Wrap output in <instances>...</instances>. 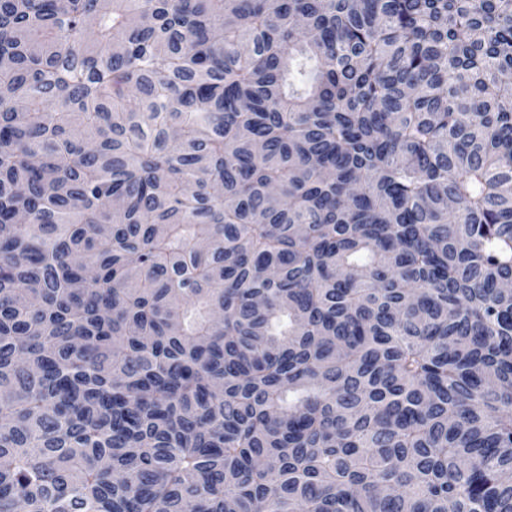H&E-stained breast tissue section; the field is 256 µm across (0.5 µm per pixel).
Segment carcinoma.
<instances>
[{"label":"carcinoma","instance_id":"obj_1","mask_svg":"<svg viewBox=\"0 0 512 512\" xmlns=\"http://www.w3.org/2000/svg\"><path fill=\"white\" fill-rule=\"evenodd\" d=\"M512 0H0V512H512Z\"/></svg>","mask_w":512,"mask_h":512}]
</instances>
